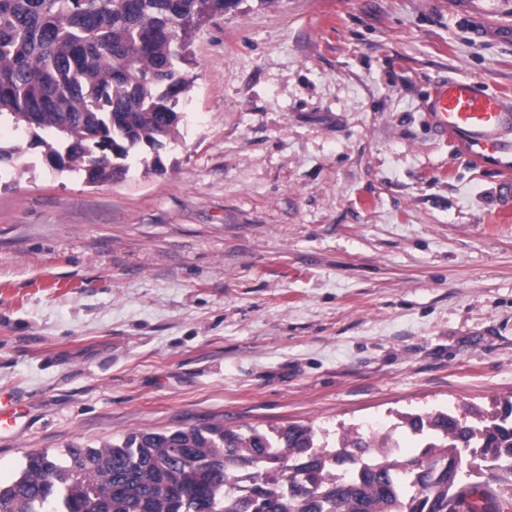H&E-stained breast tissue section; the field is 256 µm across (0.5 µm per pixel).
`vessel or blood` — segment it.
<instances>
[{
	"label": "vessel or blood",
	"instance_id": "vessel-or-blood-1",
	"mask_svg": "<svg viewBox=\"0 0 512 512\" xmlns=\"http://www.w3.org/2000/svg\"><path fill=\"white\" fill-rule=\"evenodd\" d=\"M430 106L439 133L458 137L473 159L501 173V210L511 212L512 147L501 141L499 132L512 123V103L475 82L447 79L436 83Z\"/></svg>",
	"mask_w": 512,
	"mask_h": 512
}]
</instances>
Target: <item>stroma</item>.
Segmentation results:
<instances>
[{
  "label": "stroma",
  "instance_id": "35a3bbf8",
  "mask_svg": "<svg viewBox=\"0 0 512 512\" xmlns=\"http://www.w3.org/2000/svg\"><path fill=\"white\" fill-rule=\"evenodd\" d=\"M163 172L0 179V480L221 423L382 430L512 398V217L435 82L512 99V0H243L189 48Z\"/></svg>",
  "mask_w": 512,
  "mask_h": 512
}]
</instances>
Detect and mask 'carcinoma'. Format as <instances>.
Instances as JSON below:
<instances>
[{"label":"carcinoma","mask_w":512,"mask_h":512,"mask_svg":"<svg viewBox=\"0 0 512 512\" xmlns=\"http://www.w3.org/2000/svg\"><path fill=\"white\" fill-rule=\"evenodd\" d=\"M241 0H0V121L22 125L55 171L117 181L143 147L179 134L188 40L204 20ZM22 152L0 145V170ZM429 431L417 453L389 436L341 428L270 431L222 424L143 431L95 447L25 455L0 484V512H497L512 499V400L485 414H405L395 428ZM477 468L460 481L465 462ZM246 472L250 488L237 490Z\"/></svg>","instance_id":"carcinoma-1"}]
</instances>
